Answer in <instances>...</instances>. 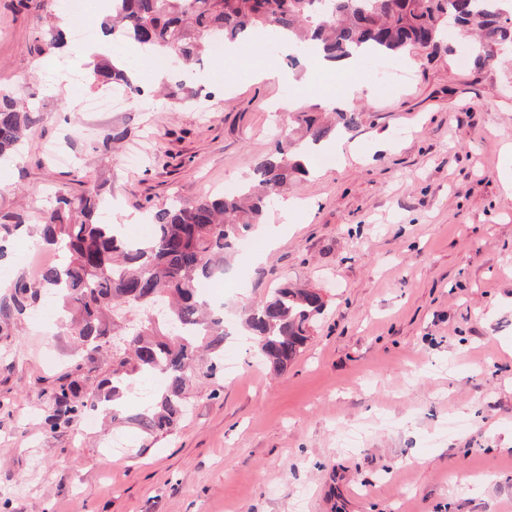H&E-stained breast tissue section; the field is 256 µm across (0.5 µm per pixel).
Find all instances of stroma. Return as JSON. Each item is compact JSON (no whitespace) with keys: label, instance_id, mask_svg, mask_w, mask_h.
I'll list each match as a JSON object with an SVG mask.
<instances>
[{"label":"stroma","instance_id":"obj_1","mask_svg":"<svg viewBox=\"0 0 512 512\" xmlns=\"http://www.w3.org/2000/svg\"><path fill=\"white\" fill-rule=\"evenodd\" d=\"M60 14L56 0H0V85L22 87L38 122L0 166V512H512V199L502 150L512 144V65L475 68L455 28L451 53L396 59L392 90L362 69L334 87L291 68L288 49L241 45L235 60L204 58L197 82L214 97L171 111L133 98L87 112L100 85H73L82 46L35 47ZM365 85L367 97L349 95ZM361 124L317 147L314 176L292 191L314 209L262 231L228 258L237 284L227 309L267 299L281 283L319 291L323 313L285 373L256 364L239 322L226 328L221 375L189 390L176 431L145 442L131 429L125 455L104 453L110 420L50 426L69 380L92 390L110 354L88 360L39 290L25 310L17 279L37 264L36 222L58 195L97 179L113 223L178 198L237 189L270 153L277 128H294L275 99L322 104L332 93ZM139 147L123 165L106 143ZM63 144L62 164L49 149ZM331 154L335 163H324Z\"/></svg>","mask_w":512,"mask_h":512}]
</instances>
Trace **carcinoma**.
Returning a JSON list of instances; mask_svg holds the SVG:
<instances>
[{
  "label": "carcinoma",
  "mask_w": 512,
  "mask_h": 512,
  "mask_svg": "<svg viewBox=\"0 0 512 512\" xmlns=\"http://www.w3.org/2000/svg\"><path fill=\"white\" fill-rule=\"evenodd\" d=\"M106 23L112 37L128 39L148 56L167 55L180 73L164 94L181 106L197 98L191 64L202 61L210 43H228L254 32L271 34L298 51L314 44L333 59L353 53L388 58L426 46L442 49L448 15L473 26L479 45L474 64L497 57L494 47H512V25L498 0H110ZM96 79L130 85L127 66L103 56ZM362 113L336 111L326 124L316 112L296 113L300 132L318 142L340 126L357 127ZM36 122L17 89L0 88V162L11 159ZM300 140L285 136L274 152L254 163L251 178L233 195L173 202L149 213L151 233L131 240L122 224L100 221L101 185L87 182L73 197L58 196L40 217L41 247L64 258L39 271L36 284L52 291L72 314L68 331L92 352L112 350V377L91 397L75 379L60 386L56 400L68 403L67 418L102 410L115 425L136 421L146 435L171 433L185 411V391L199 378L196 358L210 353L204 376L224 366V319L203 300L204 283L224 275L228 254L239 249L268 205L305 172L297 159ZM325 303L313 291L283 285L245 311L242 325L263 362L288 369L309 340Z\"/></svg>",
  "instance_id": "1"
}]
</instances>
